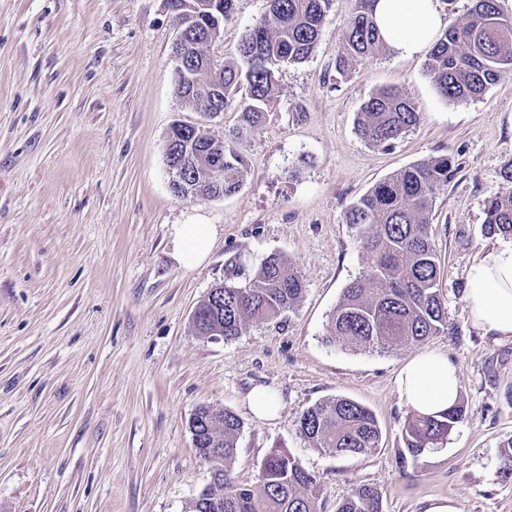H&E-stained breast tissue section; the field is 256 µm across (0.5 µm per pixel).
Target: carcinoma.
Returning a JSON list of instances; mask_svg holds the SVG:
<instances>
[{
    "label": "carcinoma",
    "instance_id": "carcinoma-1",
    "mask_svg": "<svg viewBox=\"0 0 512 512\" xmlns=\"http://www.w3.org/2000/svg\"><path fill=\"white\" fill-rule=\"evenodd\" d=\"M332 0H270L269 12L240 41V61L223 65L224 99L245 90L240 108L243 125L255 133L262 129L266 112L277 93L279 66L307 60L315 50ZM346 30L336 43V73L344 77L359 62L384 51L374 18L376 0H354ZM194 40L191 64L201 88L209 86L210 58L205 47L218 35L216 23ZM512 69V14L499 0H475L462 22L442 32L426 62V72L446 100L467 101L483 96L502 72ZM419 122L413 100L393 88L373 94L363 106L357 130L374 147H389ZM195 167L172 188L182 200L195 198L199 178L218 168L223 178L211 188V197L239 190L245 173L244 157L234 140H220L208 131ZM456 174L453 159L441 155L404 168L377 183L344 214L363 244L361 273L350 282L333 311L326 341L348 342L385 350L420 342L446 332L455 335L440 295L441 265L430 235V215L437 192ZM504 190L485 203V227L490 235L512 236V161L502 173ZM303 292L301 275L282 257L271 254L247 287L219 284L210 289L196 309L193 323L198 334L224 327V340L240 335L253 320H272L292 309ZM460 404L438 415L412 413L402 435L407 457L416 458L443 442L463 421ZM202 424L199 458L214 478L189 505V512H318L322 494L317 475L299 460L272 450L261 462L256 488L236 483L231 464L242 423L226 410L215 413L210 405L196 408L188 426ZM299 432L314 448L340 454L369 455L379 448L381 432L372 412L360 403L336 397L315 404L299 418ZM500 474L512 479V439L500 450ZM336 512H383L382 497L372 487H359L343 496Z\"/></svg>",
    "mask_w": 512,
    "mask_h": 512
}]
</instances>
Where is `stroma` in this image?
<instances>
[{
    "label": "stroma",
    "mask_w": 512,
    "mask_h": 512,
    "mask_svg": "<svg viewBox=\"0 0 512 512\" xmlns=\"http://www.w3.org/2000/svg\"><path fill=\"white\" fill-rule=\"evenodd\" d=\"M354 6L333 0L314 53L283 65L259 133L238 142L246 177L224 198L182 200L169 187L166 134L199 120L176 95L179 23L165 0H0V512H188L211 482L188 422L200 405L243 422L233 475L256 486L272 449L298 459L324 488L319 512L351 489L376 488L383 512H421L429 498L460 512H512L498 468L512 438V341L483 336L464 301L467 270L503 244L487 235L485 201L512 160V71L482 97H440L425 55L388 51L334 70ZM267 0H236L210 52L236 61ZM395 88L420 120L391 147L357 133L364 103ZM449 155L457 173L436 198L431 239L439 289L457 335L371 350L325 341L363 249L343 216L377 182ZM177 224H212L206 261L173 255ZM280 254L300 273L296 306L247 323L234 340L198 335L211 287L251 283ZM444 351L460 366L465 417L447 440L400 465L409 414L396 377ZM275 391L271 419L247 396ZM339 396L369 408L375 453L312 448L297 421Z\"/></svg>",
    "instance_id": "35a3bbf8"
}]
</instances>
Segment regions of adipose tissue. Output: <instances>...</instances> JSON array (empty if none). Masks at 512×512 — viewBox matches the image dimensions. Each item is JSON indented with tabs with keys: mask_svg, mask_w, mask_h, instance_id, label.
Masks as SVG:
<instances>
[{
	"mask_svg": "<svg viewBox=\"0 0 512 512\" xmlns=\"http://www.w3.org/2000/svg\"><path fill=\"white\" fill-rule=\"evenodd\" d=\"M375 17L387 45L406 58L434 44L443 25L439 0H377ZM214 235L211 224L175 225L177 262L187 269L199 266ZM465 301L473 325L484 335L512 340V247L472 261ZM397 388L409 411L434 415L448 411L459 399V367L443 352L419 355L402 367Z\"/></svg>",
	"mask_w": 512,
	"mask_h": 512,
	"instance_id": "ef3b65f1",
	"label": "adipose tissue"
}]
</instances>
